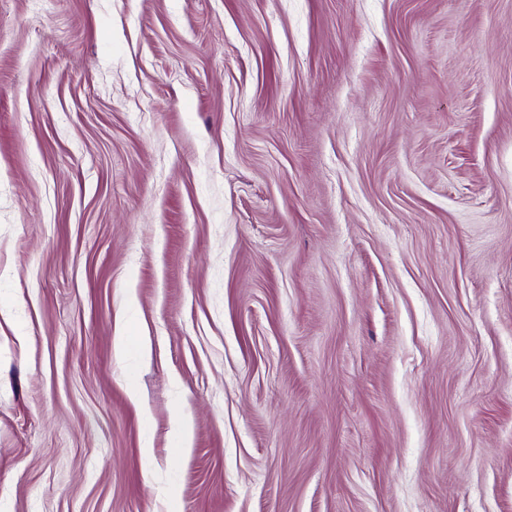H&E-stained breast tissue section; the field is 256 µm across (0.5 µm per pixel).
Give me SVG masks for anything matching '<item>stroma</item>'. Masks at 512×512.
<instances>
[{"instance_id": "1", "label": "stroma", "mask_w": 512, "mask_h": 512, "mask_svg": "<svg viewBox=\"0 0 512 512\" xmlns=\"http://www.w3.org/2000/svg\"><path fill=\"white\" fill-rule=\"evenodd\" d=\"M0 512H512V0H0Z\"/></svg>"}]
</instances>
